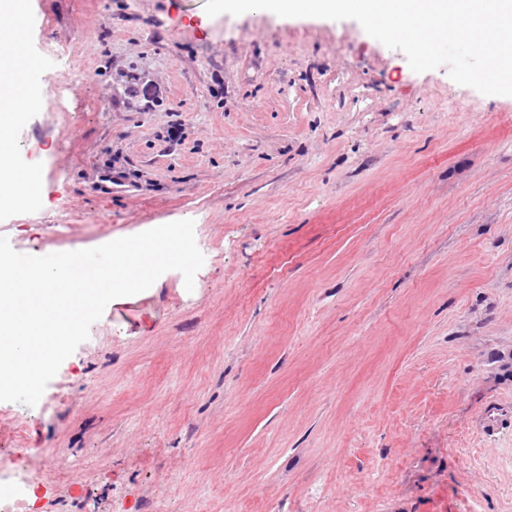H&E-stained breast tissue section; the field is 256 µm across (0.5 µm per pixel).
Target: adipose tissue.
I'll use <instances>...</instances> for the list:
<instances>
[{
    "label": "adipose tissue",
    "mask_w": 512,
    "mask_h": 512,
    "mask_svg": "<svg viewBox=\"0 0 512 512\" xmlns=\"http://www.w3.org/2000/svg\"><path fill=\"white\" fill-rule=\"evenodd\" d=\"M27 0H0V16L13 17L11 26L0 27V205L20 207L41 191L39 181L17 166L13 128L21 117L14 105L24 94L27 108L38 104L36 80L40 66L26 47Z\"/></svg>",
    "instance_id": "obj_1"
}]
</instances>
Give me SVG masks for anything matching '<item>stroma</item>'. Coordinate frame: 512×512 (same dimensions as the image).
<instances>
[{
  "instance_id": "obj_1",
  "label": "stroma",
  "mask_w": 512,
  "mask_h": 512,
  "mask_svg": "<svg viewBox=\"0 0 512 512\" xmlns=\"http://www.w3.org/2000/svg\"><path fill=\"white\" fill-rule=\"evenodd\" d=\"M29 0L22 254L194 220L0 452L39 512H512V96L351 19ZM502 417L485 429L486 411Z\"/></svg>"
}]
</instances>
